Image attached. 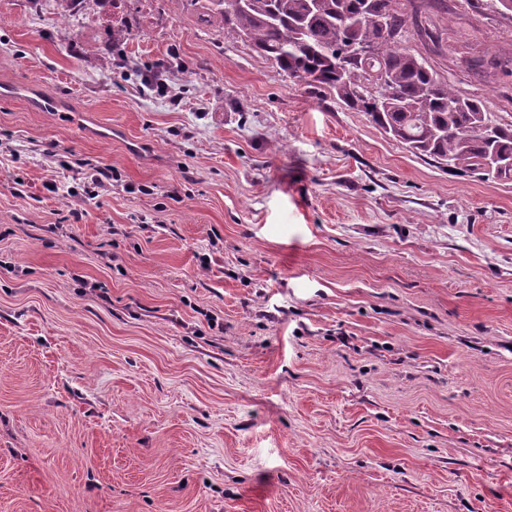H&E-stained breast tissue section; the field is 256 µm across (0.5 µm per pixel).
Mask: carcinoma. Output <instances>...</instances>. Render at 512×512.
Returning <instances> with one entry per match:
<instances>
[{"label":"carcinoma","instance_id":"carcinoma-1","mask_svg":"<svg viewBox=\"0 0 512 512\" xmlns=\"http://www.w3.org/2000/svg\"><path fill=\"white\" fill-rule=\"evenodd\" d=\"M216 16L292 82L326 88L412 153L512 180V124L401 45L408 15L396 0H203L200 21Z\"/></svg>","mask_w":512,"mask_h":512}]
</instances>
